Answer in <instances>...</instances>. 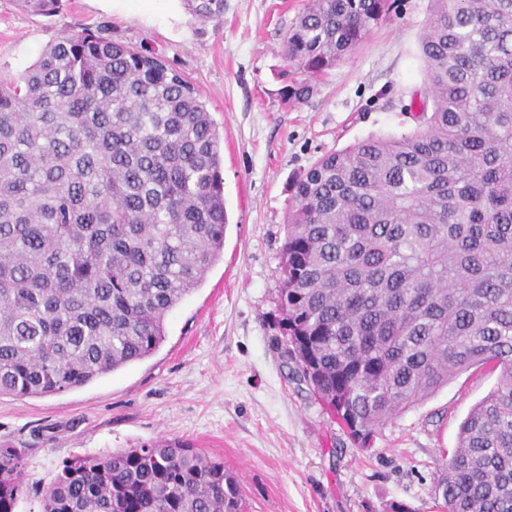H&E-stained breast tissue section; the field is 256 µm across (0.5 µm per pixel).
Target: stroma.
Segmentation results:
<instances>
[{
  "label": "stroma",
  "instance_id": "obj_1",
  "mask_svg": "<svg viewBox=\"0 0 512 512\" xmlns=\"http://www.w3.org/2000/svg\"><path fill=\"white\" fill-rule=\"evenodd\" d=\"M308 0H224L202 24L185 0H62L56 15L0 0V77H14L60 34L109 26L189 80L215 120L224 157V254L170 313L148 358L86 386L0 395V446L27 445L15 512H39L61 461L162 436L223 460L244 512H381L397 501L434 512L432 482L460 423L496 384L473 368L360 447L282 356L277 268L293 180L322 154L370 136L412 132L425 100L419 42L429 0H394L368 37L316 80L305 103L279 95L283 40Z\"/></svg>",
  "mask_w": 512,
  "mask_h": 512
}]
</instances>
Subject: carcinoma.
<instances>
[{
    "label": "carcinoma",
    "instance_id": "1",
    "mask_svg": "<svg viewBox=\"0 0 512 512\" xmlns=\"http://www.w3.org/2000/svg\"><path fill=\"white\" fill-rule=\"evenodd\" d=\"M46 16L61 0H19ZM202 22L224 0H187ZM388 0H312L284 39L313 94ZM86 27L0 79V395L82 387L151 356L224 249L220 135L164 59ZM431 111L323 154L295 183L278 269L284 353L354 441L474 367L496 386L436 472L437 512H512V0H430ZM28 448L0 447V512ZM39 512H241L182 437L73 455Z\"/></svg>",
    "mask_w": 512,
    "mask_h": 512
}]
</instances>
